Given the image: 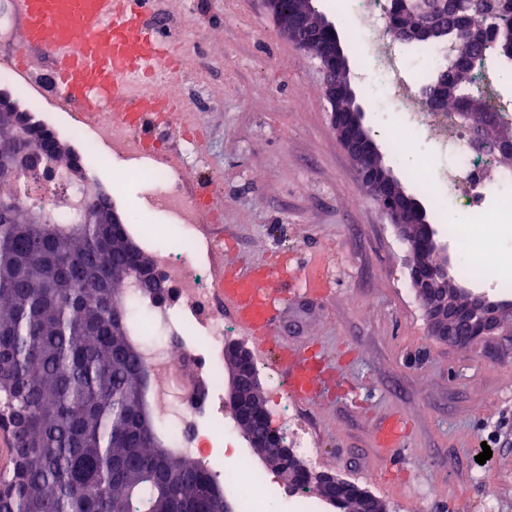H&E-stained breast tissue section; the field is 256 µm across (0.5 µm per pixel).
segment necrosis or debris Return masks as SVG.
Here are the masks:
<instances>
[{"label": "necrosis or debris", "mask_w": 512, "mask_h": 512, "mask_svg": "<svg viewBox=\"0 0 512 512\" xmlns=\"http://www.w3.org/2000/svg\"><path fill=\"white\" fill-rule=\"evenodd\" d=\"M356 3L358 64L381 79L380 86L368 93L369 106L389 112L395 122L404 125L407 135L432 137L440 154L439 159L411 170L410 178L439 210L445 206L444 192H453L472 219V231L491 228L506 232L501 212L512 211V165L501 163L496 152L473 151L472 132L455 113L427 111L420 106L416 84L407 76L408 60L398 51L388 27L390 0ZM68 132L85 155L103 146L120 157L139 153L129 130L105 112L69 126ZM154 175L163 187L157 198L159 207L176 215L187 232H194L201 210L185 195L183 163L155 166ZM492 189L501 192L502 209L485 207L486 194ZM0 194L44 198L60 216L68 213L77 196L75 186L62 181L58 167L49 164L41 165L36 182L23 177L1 185ZM208 257L209 246L202 242L188 249L175 243L159 244L153 259L169 292L166 299L146 306L140 323L142 336L152 340L145 352L166 392L158 400L160 414L176 446L195 456L204 453L212 422H221L225 440L237 437L235 422L227 417L223 388L224 344L234 328L211 308L216 286L209 275Z\"/></svg>", "instance_id": "4bbe7bcc"}]
</instances>
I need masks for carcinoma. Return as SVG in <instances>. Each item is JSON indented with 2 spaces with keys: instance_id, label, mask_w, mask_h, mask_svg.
I'll use <instances>...</instances> for the list:
<instances>
[{
  "instance_id": "1",
  "label": "carcinoma",
  "mask_w": 512,
  "mask_h": 512,
  "mask_svg": "<svg viewBox=\"0 0 512 512\" xmlns=\"http://www.w3.org/2000/svg\"><path fill=\"white\" fill-rule=\"evenodd\" d=\"M390 30L412 25L404 0H393ZM466 14L485 29V49L512 59L502 33L512 28V0H473ZM447 38L450 108L485 112L472 90L473 49L450 15L433 34ZM0 212V417L22 408L16 442L23 468L0 476V512H224L231 484L194 456L160 440L156 413L140 419L134 398L149 378L147 361L130 353L138 320L125 296L148 302L124 255L123 230L88 222L75 207L60 219L41 201ZM47 212L46 237L30 223ZM59 288L49 294L39 278Z\"/></svg>"
}]
</instances>
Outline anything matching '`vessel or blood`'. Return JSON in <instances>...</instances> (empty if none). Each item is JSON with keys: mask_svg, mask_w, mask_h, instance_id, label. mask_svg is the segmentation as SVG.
<instances>
[{"mask_svg": "<svg viewBox=\"0 0 512 512\" xmlns=\"http://www.w3.org/2000/svg\"><path fill=\"white\" fill-rule=\"evenodd\" d=\"M156 0H10L17 47L11 60L32 86L57 94L60 105L92 117L108 104H124L116 121L136 132L153 152L159 131L182 112L181 101L156 90L177 75L176 37L161 38ZM48 59L37 74L34 54ZM270 267L240 265L217 281L218 296L236 322L284 371L291 393L310 398L325 368L316 355L292 349L275 334L277 309L267 292Z\"/></svg>", "mask_w": 512, "mask_h": 512, "instance_id": "vessel-or-blood-1", "label": "vessel or blood"}]
</instances>
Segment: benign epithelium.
Masks as SVG:
<instances>
[{
    "instance_id": "benign-epithelium-1",
    "label": "benign epithelium",
    "mask_w": 512,
    "mask_h": 512,
    "mask_svg": "<svg viewBox=\"0 0 512 512\" xmlns=\"http://www.w3.org/2000/svg\"><path fill=\"white\" fill-rule=\"evenodd\" d=\"M266 3L272 15L282 22L286 36L299 49L318 54L337 139L374 201L409 245L412 285L425 308L431 335L465 344L494 335L506 321L512 323L511 300L495 299L474 288H448L451 264L448 242L438 236L432 225L424 223V206L413 195L401 191L399 180L388 166L372 170L364 167L366 157L373 154L381 158L383 154L371 139L354 136V130L363 127L364 112L338 111L341 101L353 92L350 80L344 74L335 25L321 13L315 14L308 8H287L288 0H266ZM425 4L419 27L408 32L411 40L434 33L435 27L430 21L432 14L450 7L460 8L459 0H425ZM447 84V77L442 75L433 85L421 88L418 92L421 103L427 108L447 106ZM19 113L13 99L0 92V116L16 127L18 139L22 140L28 135L29 121L19 117ZM27 156L28 152L17 149L14 141H0V172L13 174L18 170H29ZM108 198L105 189L95 185L80 200L79 207L89 216ZM225 365L227 404L233 418L245 431L249 447L266 466L287 475L291 485L300 484L329 504L338 503L336 494L351 492L357 499L358 512H388L387 504L379 498L332 473L308 466L292 448L276 442L268 428L265 411L257 409L258 397L263 395V390L248 348L238 343L227 346Z\"/></svg>"
}]
</instances>
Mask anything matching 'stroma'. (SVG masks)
I'll return each mask as SVG.
<instances>
[{
    "instance_id": "35a3bbf8",
    "label": "stroma",
    "mask_w": 512,
    "mask_h": 512,
    "mask_svg": "<svg viewBox=\"0 0 512 512\" xmlns=\"http://www.w3.org/2000/svg\"><path fill=\"white\" fill-rule=\"evenodd\" d=\"M164 9L188 61L167 87L186 99L204 142L187 152L177 123L166 136L194 174L213 180L224 210L222 223L205 215L197 226L198 239L225 241L212 272L294 260L292 291L276 296L278 334L340 356L347 386L332 400H287L316 439V469L370 491L389 512H512V328L468 344L430 334L407 245L336 138L320 65L283 34L265 0H165ZM364 125L414 192L387 113L366 109ZM133 165L103 149L82 170L121 215L137 214L128 232L148 254L182 230L155 205L161 187L150 178L115 189L113 171ZM354 194L361 206L351 205ZM314 273L323 294L307 291ZM394 417L406 436L391 457L376 431ZM486 446L490 460L477 463Z\"/></svg>"
}]
</instances>
